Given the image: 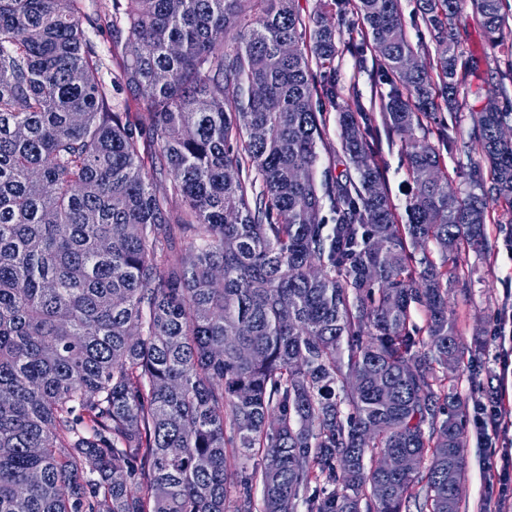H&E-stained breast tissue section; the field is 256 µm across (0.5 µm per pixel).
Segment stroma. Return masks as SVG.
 Here are the masks:
<instances>
[{
  "label": "stroma",
  "mask_w": 512,
  "mask_h": 512,
  "mask_svg": "<svg viewBox=\"0 0 512 512\" xmlns=\"http://www.w3.org/2000/svg\"><path fill=\"white\" fill-rule=\"evenodd\" d=\"M455 23L463 35V50L466 59L473 63V73L459 88L455 142L451 147L441 148L440 155L449 186L462 197L467 191L470 169L481 162L479 153L469 147L473 114L490 97L504 96L512 102V61L488 43L471 7H463ZM358 40L357 33L341 29L336 57L337 101L324 106L326 136L318 149L315 178L321 185L337 175L352 172L353 167L340 147L336 107L359 99L369 110L376 159L396 217L401 220L414 185L408 175L402 142L387 133L376 105L378 96L371 76L374 62H359L351 50ZM460 264L465 278L449 294L448 314L455 320L464 345H482L483 353L472 367L459 368L455 390L469 403L488 391L499 390L505 408L512 409V341L501 349L489 344L497 324L512 329V208L500 202L491 204L483 247L463 251ZM510 454L512 428L483 434L474 424H467L461 512H481L488 494L487 468L501 464L503 457Z\"/></svg>",
  "instance_id": "35a3bbf8"
}]
</instances>
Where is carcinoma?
I'll list each match as a JSON object with an SVG mask.
<instances>
[{
  "label": "carcinoma",
  "instance_id": "1",
  "mask_svg": "<svg viewBox=\"0 0 512 512\" xmlns=\"http://www.w3.org/2000/svg\"><path fill=\"white\" fill-rule=\"evenodd\" d=\"M466 1L504 46L505 0H417L434 56L409 70L400 0H0V512H460L452 373L481 349L448 293L512 206V112L478 113L463 198L414 131L458 106ZM349 13L404 138V224L358 103L338 113L357 180L322 215ZM90 39L97 52L105 59L108 70L104 71V80L111 88L112 81V104L123 111L125 94L117 90L114 84L115 77L118 74L117 62L111 58L112 56V28L104 25L101 28L90 31ZM112 60V61H111ZM324 116L326 118V136L324 144L319 145V161L315 171V178L320 189L324 192L322 184L330 183L331 179L340 174L351 173L354 175L352 164L347 156H344L340 147V129L337 123V112L334 104L326 101Z\"/></svg>",
  "mask_w": 512,
  "mask_h": 512
}]
</instances>
